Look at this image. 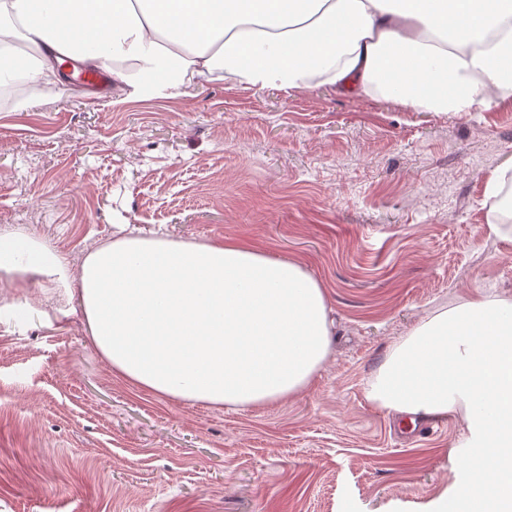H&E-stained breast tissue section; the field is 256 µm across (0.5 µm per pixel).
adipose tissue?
<instances>
[{"mask_svg": "<svg viewBox=\"0 0 512 512\" xmlns=\"http://www.w3.org/2000/svg\"><path fill=\"white\" fill-rule=\"evenodd\" d=\"M100 69L129 98L187 95L229 77L252 87L382 94L466 114L512 95V0H0V85ZM11 293L62 288L115 376L205 405L266 406L300 393L330 355L327 298L299 264L233 243L125 235L78 270L22 231H0ZM378 409L456 417L469 484L431 512H512V301L480 294L421 322L367 382Z\"/></svg>", "mask_w": 512, "mask_h": 512, "instance_id": "adipose-tissue-1", "label": "adipose tissue"}]
</instances>
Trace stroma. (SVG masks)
Masks as SVG:
<instances>
[{
    "mask_svg": "<svg viewBox=\"0 0 512 512\" xmlns=\"http://www.w3.org/2000/svg\"><path fill=\"white\" fill-rule=\"evenodd\" d=\"M511 159L512 99L451 114L227 79L0 106V229L75 267L123 224L245 245L319 281L333 322L306 390L211 407L114 376L80 320L45 326L64 301L31 285V312L0 320V512H426L455 483L463 427L403 433L366 386L423 320L475 293L512 299L485 194Z\"/></svg>",
    "mask_w": 512,
    "mask_h": 512,
    "instance_id": "stroma-1",
    "label": "stroma"
}]
</instances>
